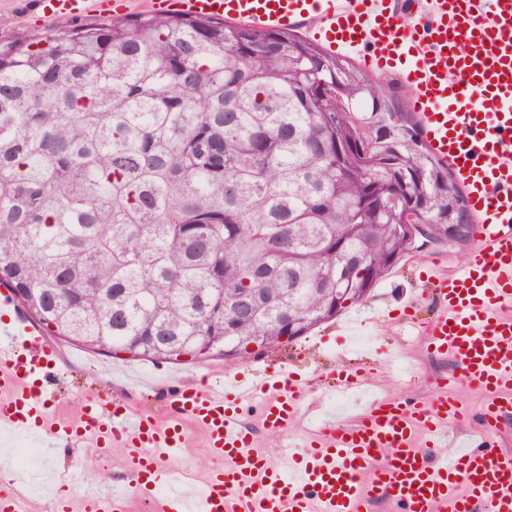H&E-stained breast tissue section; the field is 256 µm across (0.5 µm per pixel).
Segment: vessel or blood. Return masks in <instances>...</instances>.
Here are the masks:
<instances>
[{
  "mask_svg": "<svg viewBox=\"0 0 512 512\" xmlns=\"http://www.w3.org/2000/svg\"><path fill=\"white\" fill-rule=\"evenodd\" d=\"M133 0H35L44 18L129 11ZM179 11L271 28L306 26L330 48L371 45L367 63L411 87L419 132L462 183L477 242L460 272L432 271L438 308L425 348L452 357L462 382L488 394L481 419L495 429L512 412V0H430L429 24L404 21L396 0H150ZM54 351L20 319L0 324V433L25 434L55 448L81 439L125 448L131 491L85 497L83 512H131L133 495L171 482L169 462L185 444L183 421L200 426L219 461L200 494L175 492L160 512H367L386 497L399 512H512V454L494 444L441 451L448 421L468 419L447 393L430 401L373 399L351 424L322 421L277 464L253 447L241 417L260 407L262 429L293 428L309 389L287 364L257 380L175 385L170 405L181 422L135 415L124 398L89 396L77 422L60 420L50 391ZM346 390L360 370L334 368ZM0 512H30L17 488L0 487Z\"/></svg>",
  "mask_w": 512,
  "mask_h": 512,
  "instance_id": "b4317fda",
  "label": "vessel or blood"
}]
</instances>
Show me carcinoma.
<instances>
[{"instance_id": "carcinoma-1", "label": "carcinoma", "mask_w": 512, "mask_h": 512, "mask_svg": "<svg viewBox=\"0 0 512 512\" xmlns=\"http://www.w3.org/2000/svg\"><path fill=\"white\" fill-rule=\"evenodd\" d=\"M342 90L336 92V80ZM399 101L349 61L293 33L181 13L0 46V285L53 336L162 358L224 351L210 336L266 348L300 320L333 318L336 262L360 259L362 302L389 269L394 194L448 219L461 192L427 147L369 160L337 142L354 105ZM341 250H336V245Z\"/></svg>"}]
</instances>
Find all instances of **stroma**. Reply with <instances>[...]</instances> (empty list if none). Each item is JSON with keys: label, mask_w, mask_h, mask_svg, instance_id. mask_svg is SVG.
I'll return each mask as SVG.
<instances>
[{"label": "stroma", "mask_w": 512, "mask_h": 512, "mask_svg": "<svg viewBox=\"0 0 512 512\" xmlns=\"http://www.w3.org/2000/svg\"><path fill=\"white\" fill-rule=\"evenodd\" d=\"M109 22V17L103 15L38 19L33 14V0H0V45L26 44L37 36L45 38L60 30ZM469 253V248L448 246L408 252L389 268L364 301L343 309L335 318L312 328L307 335L291 343L250 355L234 364L217 355L186 362L135 359L126 353L107 356L74 342L54 339L57 377L53 401L63 418L77 421L80 405L87 394H113L112 379L105 375L104 370L114 365L182 384H197L208 372L222 375L241 372L249 376L265 366L285 361L312 380L314 415L332 417L336 408L317 378L330 369L338 356L351 361L370 357L377 359L379 367L368 380L373 395L428 401L439 391L437 379L449 376L454 365L452 360L431 357L423 348L421 325L434 313L423 279L426 270L434 263L450 272L461 270ZM367 311L379 314L389 327L375 334L368 348L352 349L342 324L347 318ZM399 361L406 364L405 372L397 371L395 364ZM29 466L33 469L46 466L62 472L66 477L67 492L76 504L80 503L87 484L96 483L109 488L118 483L126 487L131 481L125 450L121 447L102 452L87 444H76L46 457L32 455Z\"/></svg>", "instance_id": "obj_1"}]
</instances>
